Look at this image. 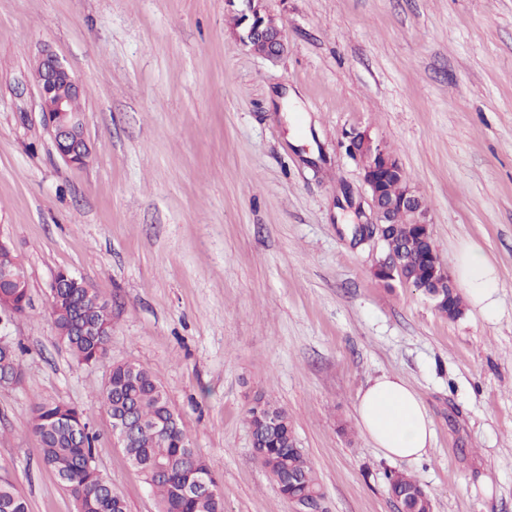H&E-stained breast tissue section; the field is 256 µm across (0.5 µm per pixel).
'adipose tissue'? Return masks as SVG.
Here are the masks:
<instances>
[{"label": "adipose tissue", "instance_id": "ef3b65f1", "mask_svg": "<svg viewBox=\"0 0 512 512\" xmlns=\"http://www.w3.org/2000/svg\"><path fill=\"white\" fill-rule=\"evenodd\" d=\"M455 270L469 302L483 313H493L498 305V275L485 252L463 246L455 256ZM357 417L374 447L388 457L414 460L432 448L433 429L425 404L400 376L371 379L358 397Z\"/></svg>", "mask_w": 512, "mask_h": 512}]
</instances>
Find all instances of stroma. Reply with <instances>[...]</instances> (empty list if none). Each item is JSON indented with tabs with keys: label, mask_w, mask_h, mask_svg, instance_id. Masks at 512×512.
<instances>
[{
	"label": "stroma",
	"mask_w": 512,
	"mask_h": 512,
	"mask_svg": "<svg viewBox=\"0 0 512 512\" xmlns=\"http://www.w3.org/2000/svg\"><path fill=\"white\" fill-rule=\"evenodd\" d=\"M288 52L234 40L225 0H0V232L27 315L0 323L24 380L0 389V476L29 512H75L29 429L39 403L80 410L127 512H158L112 433L113 363L155 369L221 486L224 512H295L259 463L246 412L271 395L312 462L323 512H397L414 477L432 512H512V0H265ZM84 87L87 165L58 156L31 77L41 49ZM399 158L439 254L482 248L498 310L449 319L379 282L381 245L345 132ZM83 279L112 314L108 358L81 365L47 296ZM403 377L434 429L385 458L358 427L370 379ZM422 486L410 475L399 474L391 475L389 477V490L392 496L405 497L408 494H417L418 497L414 498L411 507L415 508L413 512H428L427 509L431 507V499ZM411 491H414L411 493Z\"/></svg>",
	"instance_id": "35a3bbf8"
}]
</instances>
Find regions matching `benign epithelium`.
<instances>
[{
    "label": "benign epithelium",
    "instance_id": "obj_1",
    "mask_svg": "<svg viewBox=\"0 0 512 512\" xmlns=\"http://www.w3.org/2000/svg\"><path fill=\"white\" fill-rule=\"evenodd\" d=\"M228 6H238L234 10L236 24L231 34L241 45L254 51L261 44L266 51L261 53L265 59L276 61L288 50V41L284 28L267 14L264 0H226ZM34 83L37 86L40 107L46 128L53 140L56 151L68 165L80 166L87 162L85 153L89 151L85 137L84 113L72 108L71 98L81 96L83 87L79 79L55 55L46 52L36 60L33 67ZM348 149L358 159L363 170V180L371 197L373 219L366 224H356L352 229L353 237L359 243L377 242L384 239L386 227L383 225L384 213L400 212L406 215L408 224H416L422 235H431L432 224L430 209L423 196L410 185V182L398 158L384 145L374 140L366 131L351 132ZM392 175L401 179L404 188L396 196H386L384 183ZM376 277L384 282L399 280L414 286L402 275V262L392 253H388L375 266ZM432 279L426 285L418 286L430 296H435L434 284L438 281L456 288L447 263L441 258L432 257Z\"/></svg>",
    "mask_w": 512,
    "mask_h": 512
}]
</instances>
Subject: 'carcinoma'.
<instances>
[{
	"label": "carcinoma",
	"mask_w": 512,
	"mask_h": 512,
	"mask_svg": "<svg viewBox=\"0 0 512 512\" xmlns=\"http://www.w3.org/2000/svg\"><path fill=\"white\" fill-rule=\"evenodd\" d=\"M413 230L410 224L396 225L387 237V248L404 254V274L417 283L427 278L423 256L431 244L423 240L411 245ZM0 301L27 313L23 294L8 281H0ZM49 308L59 341L78 363L90 365L108 356L112 315L85 281L51 290ZM101 396L110 418H131L133 431L121 450L158 498L159 512H224L220 492L191 498L179 494L180 485L190 476L204 473L213 482L216 478L182 425L161 430V421L172 417L175 408L153 369L130 360L113 364ZM246 421L260 464L284 496L321 494L317 474L297 448L291 420L282 408L260 397L248 409ZM30 428L42 447L44 466L73 498L77 512H127L122 495L97 469L94 436L79 410L62 402H43L33 410ZM389 490L393 496L417 494L411 503L416 512H428L431 507L430 496L410 475L390 476ZM0 512H28L25 498L5 476H0Z\"/></svg>",
	"instance_id": "carcinoma-1"
}]
</instances>
